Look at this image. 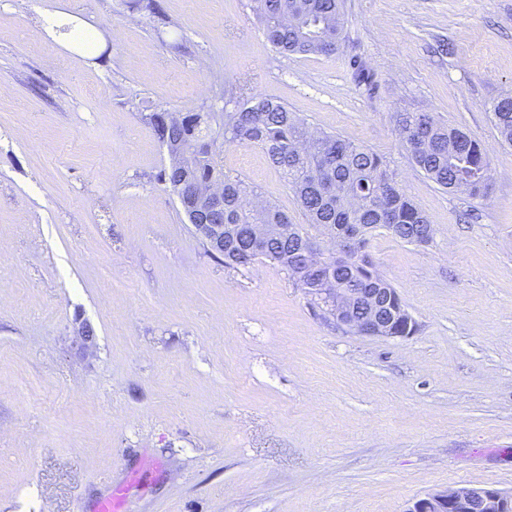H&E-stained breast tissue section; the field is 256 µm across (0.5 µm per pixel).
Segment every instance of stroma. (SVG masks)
<instances>
[{"label":"stroma","instance_id":"1","mask_svg":"<svg viewBox=\"0 0 512 512\" xmlns=\"http://www.w3.org/2000/svg\"><path fill=\"white\" fill-rule=\"evenodd\" d=\"M160 3L157 26L129 0H0V512H92L145 458L162 469L126 512L512 495V147L490 110L512 95V0H345L339 52L288 57L251 0ZM88 24L91 51L67 34ZM235 92L385 157L433 226L369 244L412 337L350 333L281 268L210 255L142 114ZM421 111L484 144V198L415 169L395 115ZM218 161L304 223L258 148Z\"/></svg>","mask_w":512,"mask_h":512}]
</instances>
